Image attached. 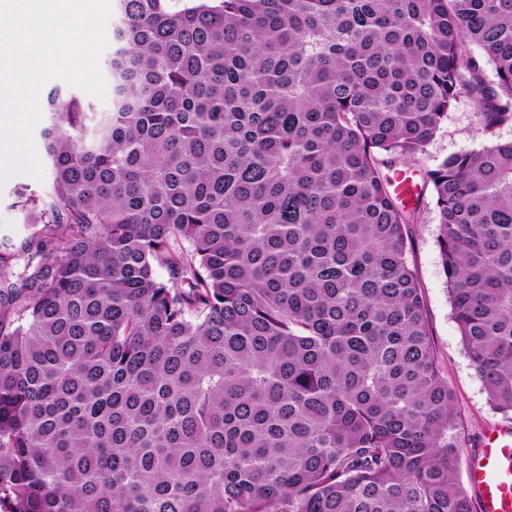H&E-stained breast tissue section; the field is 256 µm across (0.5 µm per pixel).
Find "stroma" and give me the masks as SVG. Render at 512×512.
Listing matches in <instances>:
<instances>
[{
	"mask_svg": "<svg viewBox=\"0 0 512 512\" xmlns=\"http://www.w3.org/2000/svg\"><path fill=\"white\" fill-rule=\"evenodd\" d=\"M487 135L474 116L469 100H460L427 149L420 164L434 167L444 157L461 150H478L489 145ZM25 185L32 191H44L45 180L24 171H16L0 181V241L19 240L28 228L22 214L13 208V191ZM438 216L431 189H424L417 222L413 227L414 247L409 255L424 287L428 320L440 368L448 380L457 408V433L465 448L479 447L487 428L505 426L511 420L489 405L484 385L472 367L462 346L451 308L436 245Z\"/></svg>",
	"mask_w": 512,
	"mask_h": 512,
	"instance_id": "obj_1",
	"label": "stroma"
}]
</instances>
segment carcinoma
<instances>
[{"label":"carcinoma","mask_w":512,"mask_h":512,"mask_svg":"<svg viewBox=\"0 0 512 512\" xmlns=\"http://www.w3.org/2000/svg\"><path fill=\"white\" fill-rule=\"evenodd\" d=\"M116 2L0 242V512H474L387 171L463 97L512 125V0ZM425 176L511 419L512 140Z\"/></svg>","instance_id":"cac0c4a2"}]
</instances>
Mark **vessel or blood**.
<instances>
[{"mask_svg": "<svg viewBox=\"0 0 512 512\" xmlns=\"http://www.w3.org/2000/svg\"><path fill=\"white\" fill-rule=\"evenodd\" d=\"M467 483L480 512H512V429L492 428L467 451Z\"/></svg>", "mask_w": 512, "mask_h": 512, "instance_id": "vessel-or-blood-1", "label": "vessel or blood"}]
</instances>
